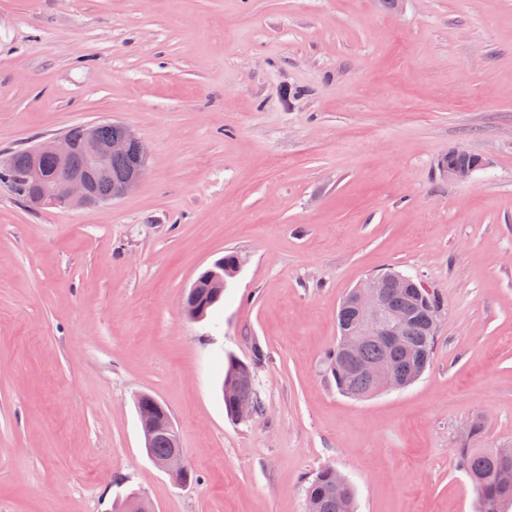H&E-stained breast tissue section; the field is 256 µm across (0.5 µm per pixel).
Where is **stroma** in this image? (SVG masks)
Here are the masks:
<instances>
[{"mask_svg": "<svg viewBox=\"0 0 512 512\" xmlns=\"http://www.w3.org/2000/svg\"><path fill=\"white\" fill-rule=\"evenodd\" d=\"M104 121L150 149L129 195L0 182V512H306L327 466L356 512H477L459 448L512 447V0H0V155ZM452 149L488 164L448 180ZM389 270L442 298L434 357L355 400L336 311ZM229 354L262 414L227 416ZM142 393L187 485L143 449ZM231 255H225L224 258H220L211 267L202 271L191 285L184 303L185 312L190 318L201 319L204 317L205 307L198 301V292L202 283L208 284L214 293L221 294L224 288V270L229 274H234L238 271L241 260L237 255L235 256L232 269L224 267V259L230 258ZM142 399H148L152 408L151 414L138 411L144 448H148V457L156 466L164 470L176 485H186L190 482V470L184 462L183 450L173 420L157 398L143 393L139 395L137 402ZM161 440L165 443L159 442ZM161 454L164 455L157 456Z\"/></svg>", "mask_w": 512, "mask_h": 512, "instance_id": "stroma-1", "label": "stroma"}]
</instances>
